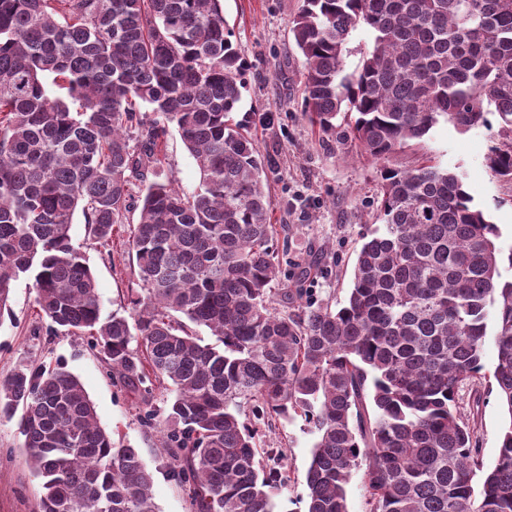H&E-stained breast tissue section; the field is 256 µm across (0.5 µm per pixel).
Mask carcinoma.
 Returning <instances> with one entry per match:
<instances>
[{
    "mask_svg": "<svg viewBox=\"0 0 512 512\" xmlns=\"http://www.w3.org/2000/svg\"><path fill=\"white\" fill-rule=\"evenodd\" d=\"M359 28L371 42L346 73ZM232 37L221 0H0V313L28 275L50 332L89 336L114 383L146 403L170 384L144 424L191 512H274L286 455L257 446L260 428L298 416L316 437L306 512H349L360 470L365 512H512V281L497 226L459 174L389 166L443 119L494 130L487 167L512 181V0H301L308 123L383 165L382 227L339 303H303L312 266L276 287L264 164L234 118L246 64ZM172 128L199 170L191 192L161 179ZM136 194L143 295L104 317L73 216L108 239ZM491 307L509 421L486 468L456 396L482 371ZM13 419L39 512H159L138 449L99 425L64 362L0 381V421Z\"/></svg>",
    "mask_w": 512,
    "mask_h": 512,
    "instance_id": "1",
    "label": "carcinoma"
}]
</instances>
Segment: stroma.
I'll return each mask as SVG.
<instances>
[{
  "label": "stroma",
  "instance_id": "stroma-1",
  "mask_svg": "<svg viewBox=\"0 0 512 512\" xmlns=\"http://www.w3.org/2000/svg\"><path fill=\"white\" fill-rule=\"evenodd\" d=\"M224 17L247 60L245 89L235 114L253 135L268 176L272 221L282 227L288 243L289 264L317 263L320 274L308 284V301L343 300L362 236L379 227L375 200V165L355 147L312 133L301 110L302 57L291 40V26L300 0H222ZM492 144L489 131L480 128L458 133L439 122L429 133L424 150L408 149L392 156L396 166H409L431 157L442 167L462 172L464 182L488 220L496 224L498 246L512 251V182L494 177L485 157ZM164 174L175 186L194 190L200 174L177 133L167 139ZM131 224L114 227L111 241L94 239L82 214H75L70 234L83 252L95 280L103 315L131 313V299L142 285L129 254ZM63 360L78 376L92 400L100 425L114 439L137 448L153 477L152 493L160 512H190L186 495L172 476L170 457L160 446L156 430L142 425L145 404L137 394L115 387L103 363L84 338L53 336L48 321L35 304L31 277L15 282L8 309L0 314V380L20 364ZM497 362L494 339L481 353L484 376L477 385L462 387L457 402L462 412L478 407L477 428L485 465H492L508 416L490 376ZM481 403H474V396ZM314 435L302 419L282 422L265 444L286 452L290 481L274 494L276 512H304L305 474ZM22 438L15 422H0V512H38L42 494L39 479L23 462Z\"/></svg>",
  "mask_w": 512,
  "mask_h": 512
}]
</instances>
